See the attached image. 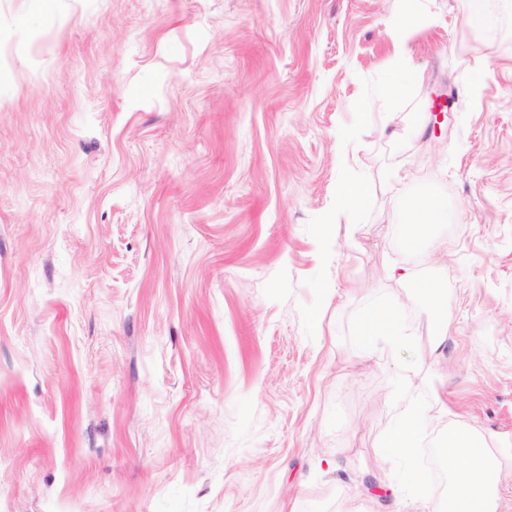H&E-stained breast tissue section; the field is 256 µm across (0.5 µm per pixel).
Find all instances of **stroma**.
<instances>
[{
    "mask_svg": "<svg viewBox=\"0 0 512 512\" xmlns=\"http://www.w3.org/2000/svg\"><path fill=\"white\" fill-rule=\"evenodd\" d=\"M381 293L414 369L347 338ZM398 374L512 443V0H0V512H437ZM412 211L415 215L417 225L414 226L410 238L408 239V245L410 248L414 247L420 240L428 234L432 224L428 222L429 213L433 212L438 220L444 217L443 211L440 204L434 199H420L414 204Z\"/></svg>",
    "mask_w": 512,
    "mask_h": 512,
    "instance_id": "obj_1",
    "label": "stroma"
}]
</instances>
